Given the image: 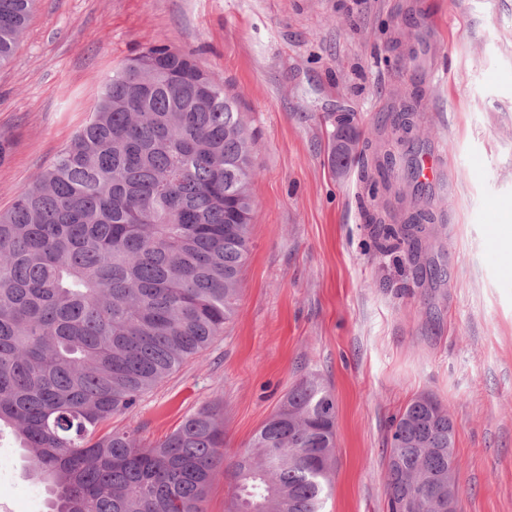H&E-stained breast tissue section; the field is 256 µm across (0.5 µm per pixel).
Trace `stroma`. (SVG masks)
Segmentation results:
<instances>
[{
  "instance_id": "1",
  "label": "stroma",
  "mask_w": 512,
  "mask_h": 512,
  "mask_svg": "<svg viewBox=\"0 0 512 512\" xmlns=\"http://www.w3.org/2000/svg\"><path fill=\"white\" fill-rule=\"evenodd\" d=\"M193 53L238 94L257 175L239 309L223 333L108 429L156 444L206 404L233 460L302 377L336 402L325 512H388L389 422L430 393L457 423L459 512H512V0H38L0 66V211L50 166L104 82L144 48ZM416 93L418 137L390 115ZM390 144L386 176L436 158L422 275L384 248L373 158L333 168L335 110ZM0 503L45 512L24 451L0 438Z\"/></svg>"
}]
</instances>
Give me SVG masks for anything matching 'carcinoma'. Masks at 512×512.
I'll use <instances>...</instances> for the list:
<instances>
[{
    "instance_id": "obj_1",
    "label": "carcinoma",
    "mask_w": 512,
    "mask_h": 512,
    "mask_svg": "<svg viewBox=\"0 0 512 512\" xmlns=\"http://www.w3.org/2000/svg\"><path fill=\"white\" fill-rule=\"evenodd\" d=\"M36 0H0V65ZM417 95L391 125L412 140ZM256 175L238 96L163 44L104 83L94 112L51 167L0 213V431L26 449L48 512H206L224 469L227 512H324L336 405L301 378L224 464V418L206 405L146 448L116 415L201 354L235 315L252 247ZM379 235L421 257L433 216L417 191ZM456 428L436 397L412 398L391 425L389 512H436Z\"/></svg>"
}]
</instances>
